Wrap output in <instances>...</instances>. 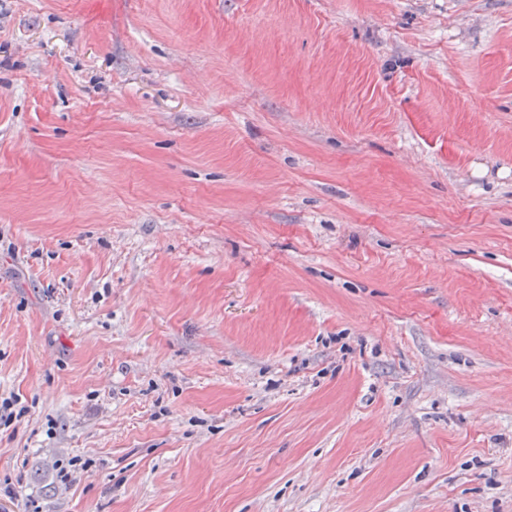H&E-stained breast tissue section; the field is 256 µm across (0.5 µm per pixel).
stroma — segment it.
<instances>
[{"label": "stroma", "mask_w": 512, "mask_h": 512, "mask_svg": "<svg viewBox=\"0 0 512 512\" xmlns=\"http://www.w3.org/2000/svg\"><path fill=\"white\" fill-rule=\"evenodd\" d=\"M7 398L0 512H512V0H0Z\"/></svg>", "instance_id": "stroma-1"}]
</instances>
